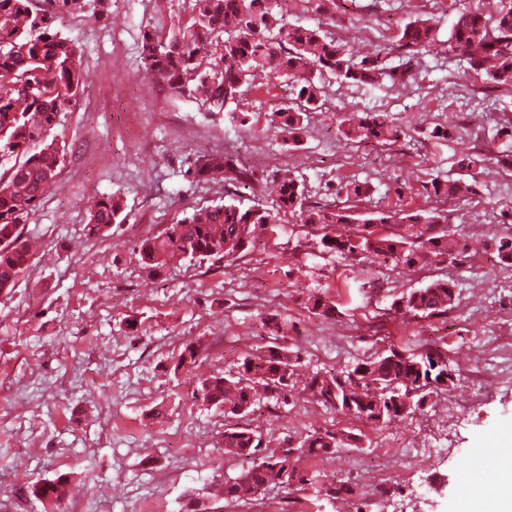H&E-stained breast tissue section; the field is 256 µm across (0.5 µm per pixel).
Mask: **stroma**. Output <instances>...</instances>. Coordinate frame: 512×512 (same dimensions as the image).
<instances>
[{
    "label": "stroma",
    "mask_w": 512,
    "mask_h": 512,
    "mask_svg": "<svg viewBox=\"0 0 512 512\" xmlns=\"http://www.w3.org/2000/svg\"><path fill=\"white\" fill-rule=\"evenodd\" d=\"M496 0H355L337 13V37L366 53L392 51L400 25L432 17L444 41L457 11H494ZM190 0H112V18L94 23L69 16L85 94L55 129L68 148L56 191L23 230L32 265L10 292H0V512H54L31 483L68 477L79 512H184L187 490L202 491L215 473L235 474L238 460L221 456V410L193 395L200 378L233 370L239 358L271 342L261 315L288 319L286 344L313 371H337L389 348L433 347L460 373L457 389L424 409L374 425L299 395L261 400L250 415L265 453L298 447L310 432L346 430L361 448L303 459L324 480H347L353 497L330 502L312 491L268 488L270 512H377L368 482L402 470L389 486V512H464L497 486L492 459L512 436V374L485 363V343L512 360V267L485 248L501 232L489 203L512 200V175L490 170L476 196L448 205V229L467 237L471 256L457 266H351L334 253L307 247L304 227L280 213L277 231L235 261H184L148 279L136 256L183 212L224 196L223 187L191 183L187 154L232 151L258 180L239 190L244 204L272 207V176L291 170L310 201H332L338 183L369 182L359 214L431 205L430 173L455 170L461 154L512 152L495 123L512 111V95L491 92L465 62L425 54L406 86L351 85L319 75L324 105L311 113L300 147H290L271 114L292 97L288 80L265 76L257 87L217 109L174 93L146 70L145 27L188 17ZM242 112L246 126L230 115ZM386 113L404 131L392 145L346 141L344 114ZM453 128L451 139L421 143L419 129ZM125 190L130 212L102 238L87 237L94 197ZM448 275L459 303L447 320L389 313L392 300ZM330 297L332 319L309 311V294ZM200 345L194 366L177 361L187 341Z\"/></svg>",
    "instance_id": "1"
}]
</instances>
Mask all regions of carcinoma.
Returning a JSON list of instances; mask_svg holds the SVG:
<instances>
[{
    "instance_id": "obj_1",
    "label": "carcinoma",
    "mask_w": 512,
    "mask_h": 512,
    "mask_svg": "<svg viewBox=\"0 0 512 512\" xmlns=\"http://www.w3.org/2000/svg\"><path fill=\"white\" fill-rule=\"evenodd\" d=\"M188 20L168 30L155 27L142 35L141 55L145 67L170 90L213 107L236 100L242 88L252 86L268 73L292 80L295 103L272 113V121L287 134L288 144L297 147L306 132L309 114L322 107V90L313 72H326L351 84H373L388 78L406 85L412 78L411 63L426 53L434 42V26L428 18L416 17L400 26L396 49L405 66L396 70L388 54L379 51L361 59L348 43L323 29L335 21L343 0H306L324 17L316 27L288 23L273 12L269 0H192ZM40 8L35 0H0V291L16 286L31 266L32 254L22 235L27 223L48 194L56 187L64 163L66 145L51 137L59 113L76 104L84 94L82 56L75 39L57 26L65 15L80 13L94 23L112 17V0H48ZM448 54L460 57L467 69L495 88L512 87V0H497L494 12L477 8L457 12L448 35ZM339 131L348 140L386 145L397 142L403 130L384 114H352L340 122ZM495 161L504 172L512 170V154L493 158L468 154L458 161V176L431 178L424 185L435 206L414 213L403 210L369 215L356 223L352 207L371 196L372 187L357 180L339 183L337 203L312 205L305 187L286 169L274 175L278 182L276 210L298 214L303 225L314 227L323 249L344 260L361 257L381 266H411L449 262L460 265L470 257L466 239L448 233L447 216L441 205L464 203L476 193L478 176L486 162ZM185 175L203 184L224 183L247 186L255 173L236 157L215 151L190 154ZM491 211L500 223L510 225L492 238L491 251L497 262L512 267V201H492ZM124 195L99 197L88 213L87 235L100 238L114 224L127 220ZM276 228V214L259 204L244 206L234 200L195 208L168 225L165 231L144 239L137 256L148 276L159 277L169 265L191 258L234 259L260 245L265 232ZM455 282L436 278L391 302L403 315L436 318L456 307ZM314 314L336 315V304L322 295L308 297ZM262 327L280 338L288 320L279 313L261 318ZM199 357V344H183L177 367L192 366ZM300 355L285 346L247 354L228 375L217 373L202 378L198 398L224 408V415L237 422L224 428L222 454L241 460L233 476L212 481L217 486L214 500L237 505L256 501L276 482V468L288 464L297 475L300 490L328 500L354 494L347 481H325L317 471L297 466L299 458L320 457L341 448L360 447L361 438L350 432H312L297 448L280 455H267L255 463L263 440L245 419L258 404V388L278 400L295 390L294 375ZM459 374L445 354L437 349L408 353L391 348L369 360L359 361L338 372L317 371L306 381V396L345 416L382 424L401 416L405 400L411 411L423 409L439 385L455 387ZM33 495L51 499L59 506L70 496L68 482H37Z\"/></svg>"
}]
</instances>
